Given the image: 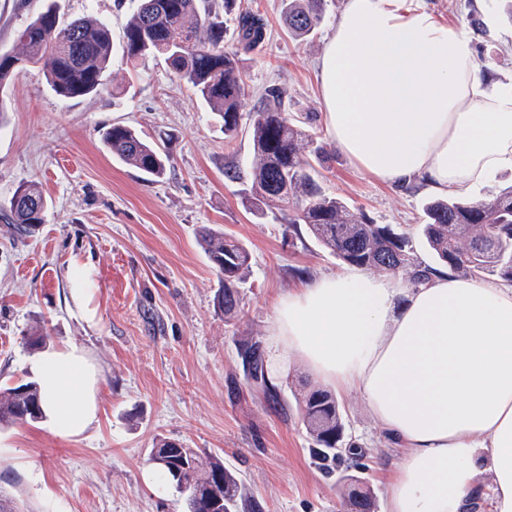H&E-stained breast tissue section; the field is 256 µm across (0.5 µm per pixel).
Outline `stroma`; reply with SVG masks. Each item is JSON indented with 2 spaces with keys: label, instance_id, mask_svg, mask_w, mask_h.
I'll list each match as a JSON object with an SVG mask.
<instances>
[{
  "label": "stroma",
  "instance_id": "obj_1",
  "mask_svg": "<svg viewBox=\"0 0 512 512\" xmlns=\"http://www.w3.org/2000/svg\"><path fill=\"white\" fill-rule=\"evenodd\" d=\"M46 0H0V49ZM67 18L106 21L120 41L137 0H56ZM260 13L267 37L241 54L251 112L264 90L279 87L289 113H314L308 129L325 150L319 182L352 211L411 237L419 262L437 266L420 224L427 193L397 188L361 172L329 138L321 117L317 60L344 0H325L315 35H289L282 0H237ZM99 96H57L34 70L16 71L5 92L8 122L0 127V205L16 188L36 183L49 201L43 224L21 236L0 222V386L28 380L27 336L72 341L104 366L102 420L77 442L43 423L0 428L15 453L0 457V490L22 512H186L170 486L146 483L149 454L167 438L223 457L242 476L259 512H347L343 469L325 475L310 452L300 400L319 380L292 364L269 397L246 376L241 353L269 349L276 303L307 280L344 265L306 228L249 210L253 181L248 126L235 138L192 87L154 60L130 67L114 56ZM123 125L170 154L154 178L113 157L102 127ZM237 180L224 175L227 166ZM224 231L251 253L240 285V312L226 319L216 306L220 279L199 243L201 228ZM91 261L97 329L67 310L72 260ZM344 440L362 455L355 475L376 512H387L381 481L401 456L358 394L338 395Z\"/></svg>",
  "mask_w": 512,
  "mask_h": 512
}]
</instances>
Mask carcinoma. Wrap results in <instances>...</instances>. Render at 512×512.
Listing matches in <instances>:
<instances>
[{
  "mask_svg": "<svg viewBox=\"0 0 512 512\" xmlns=\"http://www.w3.org/2000/svg\"><path fill=\"white\" fill-rule=\"evenodd\" d=\"M203 0H138L122 37V59L132 65L161 59L180 79L190 84L201 101L224 124V136L239 129L242 103L247 96L240 78L237 53L224 46V18L202 5ZM288 30L295 37L310 35L319 25L324 0H283ZM239 50L262 44L267 24L244 9L236 17ZM18 49L0 53V127L7 123L4 91L17 69L32 66L46 84L65 99L96 96L106 87L112 62V32L103 20H65L52 5L35 15L16 34ZM254 151L252 198L268 207L281 206L291 227L303 224L323 249L341 262L378 274H391L413 287L435 272L412 257L409 238L390 226L374 224L351 211L340 197L326 194L317 180L313 162L324 148L293 122L281 92L271 88L249 113ZM101 140L112 153L140 172L159 177L167 156L130 127L103 129ZM48 201L34 183L13 193L0 219L20 233L44 222ZM422 235L436 259L464 278L496 276L512 282V186L481 201L433 198L423 206ZM201 241L220 276L217 307L235 314L239 284L250 264V252L224 232L205 228ZM249 380L267 394L275 392L259 344L244 351ZM302 422L312 442L313 456L322 463L355 455L343 443L344 424L336 395L315 389L300 404ZM42 419L36 383L20 382L0 388V426ZM149 461L161 480L185 498L187 512H256L238 473L224 466L218 455H201L192 448L159 440ZM352 512H373L369 489L350 485Z\"/></svg>",
  "mask_w": 512,
  "mask_h": 512,
  "instance_id": "obj_1",
  "label": "carcinoma"
}]
</instances>
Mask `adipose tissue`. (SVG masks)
Here are the masks:
<instances>
[{"mask_svg": "<svg viewBox=\"0 0 512 512\" xmlns=\"http://www.w3.org/2000/svg\"><path fill=\"white\" fill-rule=\"evenodd\" d=\"M327 135L378 181L465 198L512 172V80L483 78L461 25L424 0H345L320 59ZM74 262L69 311L97 309ZM270 366L300 361L359 393L403 455L389 512H512V284L444 269L416 288L357 267L279 298ZM45 421L77 441L101 422L104 370L73 342L29 362Z\"/></svg>", "mask_w": 512, "mask_h": 512, "instance_id": "obj_1", "label": "adipose tissue"}]
</instances>
